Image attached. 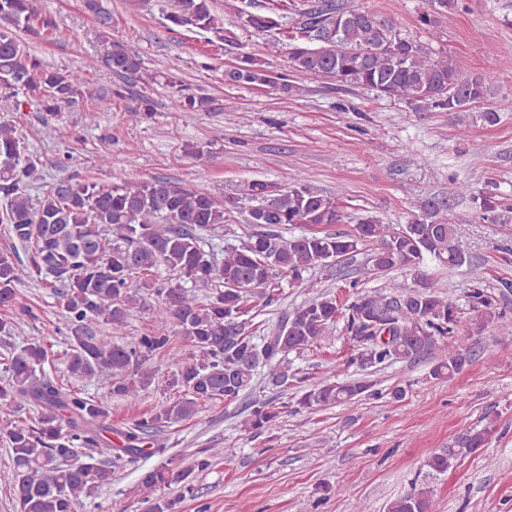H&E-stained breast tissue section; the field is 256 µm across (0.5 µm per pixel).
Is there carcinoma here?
<instances>
[{
    "label": "carcinoma",
    "instance_id": "1",
    "mask_svg": "<svg viewBox=\"0 0 512 512\" xmlns=\"http://www.w3.org/2000/svg\"><path fill=\"white\" fill-rule=\"evenodd\" d=\"M458 6L459 0H428L420 23L433 28L438 16ZM286 18L289 71L274 77L256 58L241 55L225 70L229 82L288 93L294 75H308L341 90L362 88L403 101L419 112L478 107L483 121L493 125L499 120L487 104L491 88L486 77L462 75L448 56L347 0L294 4L287 17L272 9L238 13L241 27L258 32L279 30ZM37 19L44 29L57 26L52 17H38L37 0H0V112L18 109L20 93L48 112L70 109L88 97L105 100L86 89L75 72L48 70L28 51L19 32L31 30L30 22ZM166 20L172 32L187 27L219 31L210 0H175ZM98 64L145 85L155 79L142 72L135 54L121 48H108L89 66ZM172 85L178 87L175 107L183 114L206 104L179 81ZM36 173L26 136L1 121L0 222L26 258L14 250L0 252V306H14L17 286L27 279L48 283L58 301L57 330L71 347L70 377L86 383L105 379L112 398L151 388H177L180 394L118 432L120 444L114 447L105 436L112 432L105 401L66 388L47 373L49 347L43 339L7 350L9 378L0 384V412L33 411L7 423L16 512H77L82 498L112 484L126 458L164 454L165 446L152 442L157 432L194 417L207 402L230 404L249 396L260 376L288 394L297 380L289 354L315 346L341 318L356 347L352 361L359 377L318 382L297 400L299 408L355 404L376 393L372 374L425 356L432 362L431 377H454L470 362L467 351L448 343L456 335L460 309L437 292L422 266L431 261L451 271L467 263L455 227L445 219L455 199L469 198L478 218L492 224L512 212L499 195L476 193L460 183L451 196L423 202L409 224L368 217L350 233H322L315 227L339 221L335 199L298 179L270 193L269 183L255 181V205L246 222L258 230L221 248L225 223L237 205L231 198L218 201L169 179L107 186L66 179L34 200L25 186ZM297 224L307 225L308 232L284 235L285 227ZM367 245L369 271L404 269L416 275L417 285L399 284L389 294L366 291L348 305L325 292L284 313L269 334L257 333L254 319L279 303L282 280L300 283L304 274L336 258L349 259ZM163 271L168 277L161 280ZM199 288L210 292L201 298ZM146 294L155 296L151 310L156 318L173 324L192 343L193 351L179 359L171 378L147 361L171 351L172 333L153 331L115 344L95 332L100 322L113 330L125 327L131 311L146 305ZM466 299L475 329L496 319L502 331H512V320L497 311L475 269ZM286 407L272 398H253L243 430L253 436L273 431ZM490 433L486 425L457 436L428 457L425 466L448 471L459 457L484 447ZM222 453L221 448H202L186 466L167 461L145 472L140 484L148 494L174 485L181 495L191 496L195 475L208 471ZM86 456L92 462H83ZM386 512H432L430 491L420 488L401 496Z\"/></svg>",
    "mask_w": 512,
    "mask_h": 512
}]
</instances>
